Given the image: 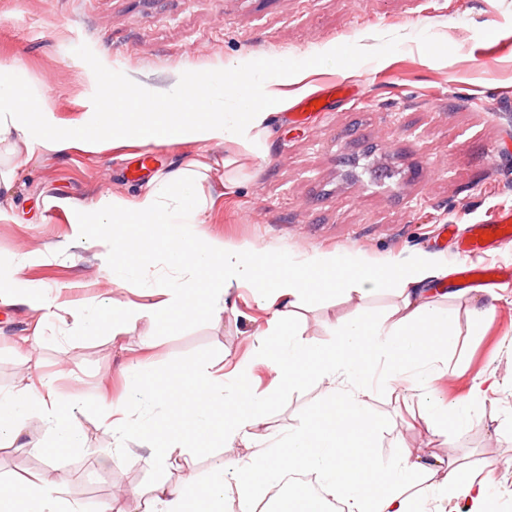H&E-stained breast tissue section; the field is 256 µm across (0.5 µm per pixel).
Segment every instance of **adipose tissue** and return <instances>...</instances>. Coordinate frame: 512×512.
Masks as SVG:
<instances>
[{"instance_id":"ef3b65f1","label":"adipose tissue","mask_w":512,"mask_h":512,"mask_svg":"<svg viewBox=\"0 0 512 512\" xmlns=\"http://www.w3.org/2000/svg\"><path fill=\"white\" fill-rule=\"evenodd\" d=\"M16 72L15 64L0 62V143L16 139L33 154L72 146L93 149L108 140L143 146L223 141L257 154L273 110L284 104L276 84L260 78L257 62L242 59L225 71L226 78L236 81V111L224 109V80L210 78L200 101L181 85L162 103L145 91L123 89L119 100L128 105V112L99 105L92 123L66 130L47 103L23 95ZM199 167L192 161L176 168L135 199H101L79 208L75 225L79 232H92L95 245L110 255L113 283L139 282L162 295L155 314L163 322L188 319L201 309L221 317L231 290L250 286L256 303L270 308L271 326L289 336L286 345L266 356L279 388L293 386L310 372L326 381V414L290 429L286 446L256 450L236 461L235 470L249 475L237 499L238 512H254L288 475L303 471L322 477L326 494L340 502L344 512H428V500L408 493L421 475L434 480L432 499L440 502L452 495L464 501L467 512H486L490 477H464L455 456L430 457L406 448L395 468L385 470L367 450L373 436L368 420L373 395L384 388L403 398L424 393L457 343L448 314L439 306L447 265L427 255L371 270L348 266L333 254L300 261L287 255L270 257L250 246H227L200 227L207 200L198 192ZM145 226L160 227L159 240L141 237L138 230ZM156 246L169 267L182 271V278L143 280L131 258ZM381 287L394 289L395 309L374 322L360 316L341 322L333 348L313 345L294 325L305 296L337 290L360 300ZM126 377L134 394L165 407V418L134 424L116 418L114 403L101 404L99 411L108 419L113 439L137 436L150 441L145 458L149 465L178 460L193 447L219 443L231 448L252 442L272 404L270 395L253 390L251 376L244 371L226 382L202 368L160 375L150 363L139 362L127 368ZM499 386L492 372L474 384L468 398L453 405L430 399L428 431L455 443L476 404ZM32 412L47 424L56 445L78 447L69 406L26 385L13 397L0 398V442L16 443ZM225 500L224 478L219 475L192 489L155 486L145 512H224ZM60 501V486L34 478L0 479V512H12L18 503L24 512H59Z\"/></svg>"}]
</instances>
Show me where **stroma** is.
Listing matches in <instances>:
<instances>
[{"mask_svg":"<svg viewBox=\"0 0 512 512\" xmlns=\"http://www.w3.org/2000/svg\"><path fill=\"white\" fill-rule=\"evenodd\" d=\"M245 57L280 80L288 102L262 135L263 155L219 141L152 150L107 142L35 156L19 141L0 146V174L12 180L0 197V263L29 257L26 280L50 288L58 304L45 314L0 303V396L50 382L57 401L74 405L81 437L79 447L45 458L53 437L31 416L21 447L0 449V477L64 482L82 512L122 487L124 512H144L143 490L191 487L245 456L240 445L204 448L153 469L131 439L121 463L103 464L100 449L115 442L97 410L102 392L122 401L128 420L163 415L129 391L123 370L138 358L160 374L195 364L228 380L249 370L258 391L274 394L259 429L266 447L328 404L313 374L275 391L274 371L259 361L271 312L250 288L232 290L221 318L202 313L173 327L154 314L159 295L113 286L101 249L76 234L75 207L134 199L187 160L208 163L203 229L230 245L300 259L335 253L371 269L426 253L447 259L452 274L466 262L512 267V242L470 259L456 242L469 225L512 207V0H0V60L18 65L23 88L47 101L65 129L90 120L112 78L160 97L187 73L220 79ZM329 83L351 85L353 97L297 115L296 103ZM496 291V309L479 325L473 290L449 288L444 302L459 343L434 396L450 405L484 373L501 380L466 434L447 445L428 432L419 399L381 392L369 409L370 449L385 468L405 448L454 453L465 473L490 476V497L512 512V456L504 454L512 449V281ZM112 296L139 307L133 330L82 335L84 319L104 315ZM396 303L389 288L358 301L330 291L304 302L296 325L331 348L337 322L358 313L374 320Z\"/></svg>","mask_w":512,"mask_h":512,"instance_id":"35a3bbf8","label":"stroma"}]
</instances>
